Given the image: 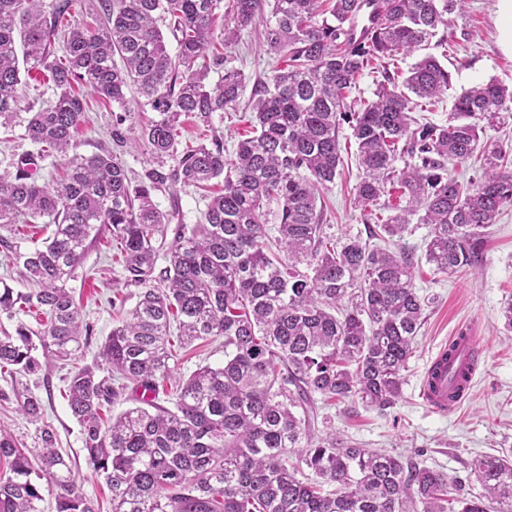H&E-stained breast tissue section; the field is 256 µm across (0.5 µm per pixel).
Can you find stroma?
Listing matches in <instances>:
<instances>
[{
  "mask_svg": "<svg viewBox=\"0 0 512 512\" xmlns=\"http://www.w3.org/2000/svg\"><path fill=\"white\" fill-rule=\"evenodd\" d=\"M499 0H466L465 12L456 17L455 42L430 46V54L446 56L452 73L450 93L424 112V120L442 123L448 118L454 96L462 89L491 80L512 88V47L505 45L498 23ZM262 20L255 28L242 31L232 49L246 76L254 85L277 68L279 61L265 52L263 34L271 23L269 0H262ZM85 116L76 135L80 154L89 156L112 147V106L87 95ZM246 105L215 113L211 125L187 119L181 146L224 142L225 158H232L237 141L249 128ZM349 127H342L344 170L334 184L321 190V201L330 232L339 236L367 235L368 226L352 201V190L360 169ZM45 220L17 225L10 240L11 253L0 252V280L22 288L17 268L21 254L42 245L50 235ZM429 228L413 225L401 245L413 257V282L427 301L424 323L418 333L415 352L403 373L400 398L393 407L380 411L360 403H319L317 427L336 431L364 447L381 449L420 465L438 470L448 478H467L468 463L480 455L512 454V333L503 328L502 307L512 299V206L504 207L488 230L480 261L467 271L435 275L425 261ZM83 322L92 335L74 364L45 358L40 369L23 377L22 383L40 396L42 420L54 429L57 447L76 460V482L81 492L98 506V512H112L111 493L103 479L85 459L81 428L69 409L65 378L72 366L97 367L99 350L126 310L137 301L135 288L125 286L122 270L113 251L110 234L94 238L80 264L67 282ZM477 338L480 359L472 386L458 408L447 416L429 411L420 388L429 361L439 349L460 332ZM176 376H189L203 365L224 361V340L212 337L192 344H174ZM9 377H0V430L7 432L22 448L38 444L39 433L17 410Z\"/></svg>",
  "mask_w": 512,
  "mask_h": 512,
  "instance_id": "obj_1",
  "label": "stroma"
}]
</instances>
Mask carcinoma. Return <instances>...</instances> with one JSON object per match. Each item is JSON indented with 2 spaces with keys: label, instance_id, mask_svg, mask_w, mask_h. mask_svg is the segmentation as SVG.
<instances>
[{
  "label": "carcinoma",
  "instance_id": "carcinoma-1",
  "mask_svg": "<svg viewBox=\"0 0 512 512\" xmlns=\"http://www.w3.org/2000/svg\"><path fill=\"white\" fill-rule=\"evenodd\" d=\"M75 3L0 0V126L20 111L21 70L47 72L56 96L26 108L23 139L33 150L0 177V231L36 218L54 225L46 244L23 256L20 277L30 288L0 284V316L34 309L46 317L38 332L20 321L0 333V371L17 383L38 371V345L55 360L76 359L91 332L66 281L90 234L109 231L138 300L101 347L108 374L76 367L67 393L112 512H512V457L473 459V486L314 427L319 399L392 407L424 320L412 260L369 240H399L410 224H427L426 263L454 273L475 264L486 229L512 206L503 150L484 149L477 183L448 173L504 120L512 90L477 84L455 98L448 121L419 124L412 112L450 88L448 68L426 55L404 77L389 69L397 55L451 38V15L463 14L465 0H273L266 51L287 67L254 84L253 135L230 161L218 138L180 151L178 137L184 118L208 125L238 104L245 76L229 49L257 24L260 0H98L104 18L94 32L72 15ZM166 17L174 54L158 26ZM375 73L373 98L353 97L357 78ZM76 85L119 110L117 149L137 90L136 108L155 113L142 130L153 166L135 173L115 153L77 152L84 103ZM344 123L362 171L354 206L374 223L366 241L327 234L317 207L343 165ZM404 153L410 161L400 168ZM51 157L66 165L53 184L40 175ZM218 179L223 190L196 224L153 201L157 191L175 196ZM392 190L406 203L381 219L378 201ZM162 250L167 266L159 269ZM173 326L186 344L224 338V364L175 381L169 409L156 399L173 378ZM15 399L29 421H40L38 396L19 388ZM130 399L137 405L103 419L106 406ZM39 432L41 447L23 449L0 432V459L10 467L0 475V512H40L42 479L55 489V512H97L76 488L77 464L55 448L53 429Z\"/></svg>",
  "mask_w": 512,
  "mask_h": 512
}]
</instances>
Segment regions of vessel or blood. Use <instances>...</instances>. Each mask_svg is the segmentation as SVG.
<instances>
[{
  "label": "vessel or blood",
  "instance_id": "obj_1",
  "mask_svg": "<svg viewBox=\"0 0 512 512\" xmlns=\"http://www.w3.org/2000/svg\"><path fill=\"white\" fill-rule=\"evenodd\" d=\"M475 345V337L458 338L453 356L449 357L441 352L431 360L420 391L430 410L446 414L460 404L458 391L465 385L464 376L468 372Z\"/></svg>",
  "mask_w": 512,
  "mask_h": 512
}]
</instances>
